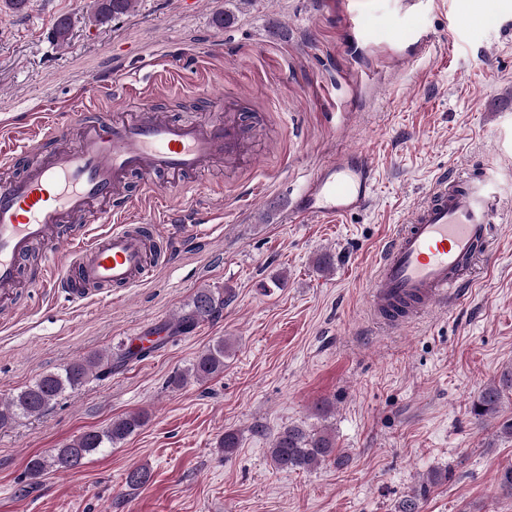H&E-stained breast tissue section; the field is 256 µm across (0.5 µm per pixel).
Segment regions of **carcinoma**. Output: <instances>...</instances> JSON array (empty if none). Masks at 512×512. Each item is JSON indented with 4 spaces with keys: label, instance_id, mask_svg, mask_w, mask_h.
<instances>
[{
    "label": "carcinoma",
    "instance_id": "obj_1",
    "mask_svg": "<svg viewBox=\"0 0 512 512\" xmlns=\"http://www.w3.org/2000/svg\"><path fill=\"white\" fill-rule=\"evenodd\" d=\"M134 0H94L92 18L103 24L129 13ZM224 310V296L210 289L198 290L184 312L178 316L177 327L191 330L196 326L218 318ZM165 328L153 331L157 338L138 337L139 343H120L116 351L96 354L86 360L72 362L56 372L37 378L14 394L6 403H0V428L15 423L20 418L43 414L66 391H75L91 378L100 379L112 373V368L132 358L147 356L163 343L161 333ZM231 349L228 341L218 340L201 353L190 367L170 380L177 387L188 380L197 382L211 380L224 372V357ZM512 392V368L504 371L499 380L486 385L470 407V413L482 423L498 418L506 393ZM147 421V416L136 412L115 419L102 430H89L71 440L62 448H49L32 456L26 464L25 474L38 479L50 472H67L82 467L86 460L105 451L136 433ZM273 467L282 471H311L332 462L338 466L346 464V456L337 452L335 437L320 429H309L302 425L282 427L273 439L270 451ZM448 478V474L434 472L418 489L405 495L397 504L396 512H419V503L430 488ZM151 480L146 467L130 470L126 484L139 489Z\"/></svg>",
    "mask_w": 512,
    "mask_h": 512
}]
</instances>
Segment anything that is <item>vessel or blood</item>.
Instances as JSON below:
<instances>
[{
	"instance_id": "vessel-or-blood-1",
	"label": "vessel or blood",
	"mask_w": 512,
	"mask_h": 512,
	"mask_svg": "<svg viewBox=\"0 0 512 512\" xmlns=\"http://www.w3.org/2000/svg\"><path fill=\"white\" fill-rule=\"evenodd\" d=\"M75 145L54 153L23 174L0 181V301L20 287L61 290L82 303L115 288L146 280L161 265L150 225L125 217L134 202L128 179L144 178L151 195L163 175L170 188L183 174L238 154L242 122L205 117L174 122L151 101L137 111L80 121ZM377 180L368 152L344 150L320 165L301 188L292 215L296 223L331 224L367 209ZM512 220V195L487 170L443 169L404 215L384 246L372 275L371 308L379 324L404 325L433 306L449 308L472 286L471 272L489 247L494 225ZM90 224L108 232L89 236ZM43 268L23 279L21 262L34 245ZM405 315H393L399 302Z\"/></svg>"
}]
</instances>
